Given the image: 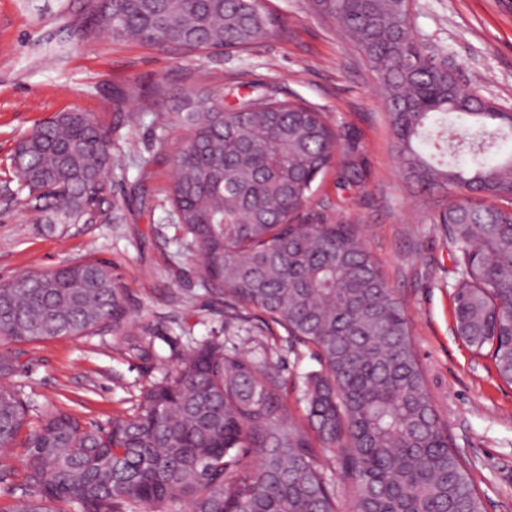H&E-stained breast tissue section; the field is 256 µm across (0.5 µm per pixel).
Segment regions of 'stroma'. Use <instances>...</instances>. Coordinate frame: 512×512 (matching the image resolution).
<instances>
[{
	"instance_id": "1",
	"label": "stroma",
	"mask_w": 512,
	"mask_h": 512,
	"mask_svg": "<svg viewBox=\"0 0 512 512\" xmlns=\"http://www.w3.org/2000/svg\"><path fill=\"white\" fill-rule=\"evenodd\" d=\"M273 34L249 51L180 55L138 41H115L90 23L84 0H0V181L11 176L17 141L57 112L78 110L113 127L120 151L109 173L122 205L119 224H73L47 233L18 201L0 197V281L95 255L129 290L135 325L150 326L158 357L130 359L110 335L59 337L22 345L12 385L36 403L55 404L88 426H107L166 372L172 351L211 336L241 351L275 347L288 382L286 404L300 414L302 377L317 370L308 348L257 320L224 325V298L203 288L196 260L170 218L165 195L181 133L161 128L158 91H207L224 108L255 90L299 99L355 131L370 176L359 190L317 180L309 215L357 224L367 250L401 294L429 390L456 450L470 460L485 512H512V387L491 362L473 356L452 317L455 266L444 232L423 223L439 204L404 180L374 77L335 26L307 0H264ZM92 26L89 37L80 29ZM411 25L426 53L458 82L512 111V0H412ZM126 95L123 111L113 109Z\"/></svg>"
}]
</instances>
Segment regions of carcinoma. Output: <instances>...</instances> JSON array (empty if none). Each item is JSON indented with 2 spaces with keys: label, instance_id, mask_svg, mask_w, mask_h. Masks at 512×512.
Returning <instances> with one entry per match:
<instances>
[{
  "label": "carcinoma",
  "instance_id": "cac0c4a2",
  "mask_svg": "<svg viewBox=\"0 0 512 512\" xmlns=\"http://www.w3.org/2000/svg\"><path fill=\"white\" fill-rule=\"evenodd\" d=\"M351 40L377 82L405 180L427 194L469 193L461 209L425 213L444 227L457 278L455 331L512 385V112L462 87L413 37L410 0H309ZM112 38L192 54L246 50L275 19L260 0H86ZM162 125L182 132L170 215L205 288L255 309L316 350L305 417L288 414L269 355L210 338L175 357L108 429L91 428L0 383V448L24 435L21 481L0 512H484L472 465L453 447L428 388L404 303L352 224L301 216L329 169L358 188L355 135L313 107L265 92L224 110L204 91L160 93ZM112 129L60 112L20 141L17 193L52 231L91 214L120 220L108 172ZM128 293L95 256L0 283V346L110 332L132 358L156 357L134 328ZM18 369L0 352V378ZM332 457L321 459V453Z\"/></svg>",
  "mask_w": 512,
  "mask_h": 512
}]
</instances>
